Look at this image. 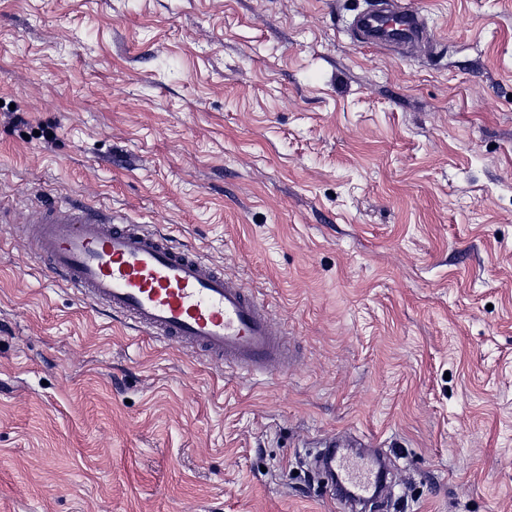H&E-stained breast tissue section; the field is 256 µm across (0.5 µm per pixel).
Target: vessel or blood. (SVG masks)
<instances>
[{
	"instance_id": "b4317fda",
	"label": "vessel or blood",
	"mask_w": 512,
	"mask_h": 512,
	"mask_svg": "<svg viewBox=\"0 0 512 512\" xmlns=\"http://www.w3.org/2000/svg\"><path fill=\"white\" fill-rule=\"evenodd\" d=\"M357 29L372 44L420 34L416 14L408 10L392 17L365 12ZM40 209V219L27 230L36 257L84 301L106 306L148 335L184 344L208 362L249 373L296 362L287 333L273 327L264 305L192 248L118 211L55 200ZM324 446L325 469L339 471L342 479L341 486L330 487L331 498L367 500L374 477L337 454L335 438Z\"/></svg>"
}]
</instances>
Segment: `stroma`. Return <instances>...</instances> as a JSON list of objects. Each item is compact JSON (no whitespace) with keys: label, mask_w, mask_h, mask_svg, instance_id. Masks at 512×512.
I'll use <instances>...</instances> for the list:
<instances>
[{"label":"stroma","mask_w":512,"mask_h":512,"mask_svg":"<svg viewBox=\"0 0 512 512\" xmlns=\"http://www.w3.org/2000/svg\"><path fill=\"white\" fill-rule=\"evenodd\" d=\"M0 0V512H512V0ZM125 213L242 280L298 360L209 365L81 302L24 228ZM357 29L362 42L372 44L411 40L420 34L416 14L408 10L392 17L367 11L360 15ZM345 444L336 443V436H332L325 440L323 447L325 449L324 458L321 460L327 471L336 469L340 472L343 484L349 489L350 492L341 490L338 484H333L329 488L330 497L336 499L342 505L344 510H347V500H369L374 483H376L379 476V469L374 470L372 477L370 472L362 471L357 465L350 463L344 459V455L337 454L336 448H345Z\"/></svg>","instance_id":"obj_1"}]
</instances>
